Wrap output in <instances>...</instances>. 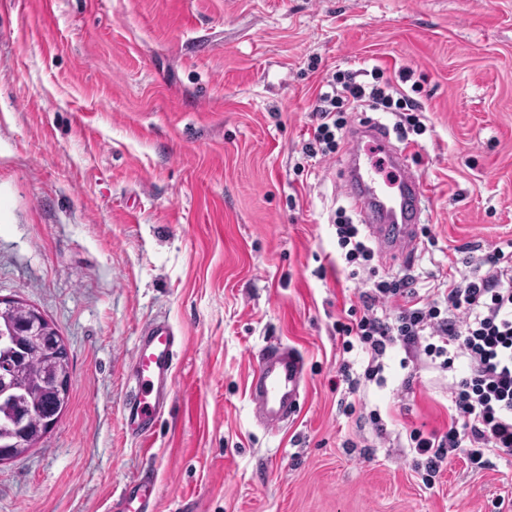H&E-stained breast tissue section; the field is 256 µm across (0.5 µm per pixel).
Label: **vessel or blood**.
<instances>
[{"instance_id":"vessel-or-blood-1","label":"vessel or blood","mask_w":512,"mask_h":512,"mask_svg":"<svg viewBox=\"0 0 512 512\" xmlns=\"http://www.w3.org/2000/svg\"><path fill=\"white\" fill-rule=\"evenodd\" d=\"M391 158L398 174L395 180L381 181L365 168L357 149H350L344 177L383 255L398 259L417 247L421 204L428 193L423 176L408 169L407 151H394ZM180 344L166 322L142 327L131 361L136 388L123 405L122 418L129 431L143 435L154 425L167 401ZM304 380L303 357L295 347L280 344L263 349L248 380L255 420L267 430H279L299 409ZM156 500L157 486L145 477L126 486L110 508L112 512H153Z\"/></svg>"}]
</instances>
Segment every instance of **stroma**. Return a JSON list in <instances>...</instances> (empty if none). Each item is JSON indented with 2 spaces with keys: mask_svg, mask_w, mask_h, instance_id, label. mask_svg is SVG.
I'll return each mask as SVG.
<instances>
[{
  "mask_svg": "<svg viewBox=\"0 0 512 512\" xmlns=\"http://www.w3.org/2000/svg\"><path fill=\"white\" fill-rule=\"evenodd\" d=\"M374 70L422 106L407 143L430 197L416 253L374 263L460 279L512 240V0H0V298L71 363L58 421L0 462V512H107L143 473L155 512H512V456L415 466L451 372L398 346L383 381L337 376L367 365L336 323L370 283L336 275L333 220L362 217L345 151L303 145L324 81ZM152 319L184 345L140 440L122 408ZM276 341L306 388L271 432L247 383ZM28 311L32 323V334H40L43 337H49L51 339V352L56 360L53 389L59 398L60 409H63L69 395L71 377L67 349L61 341L51 336L54 328L40 313L31 308H28Z\"/></svg>",
  "mask_w": 512,
  "mask_h": 512,
  "instance_id": "1",
  "label": "stroma"
}]
</instances>
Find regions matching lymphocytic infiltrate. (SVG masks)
<instances>
[{"label":"lymphocytic infiltrate","instance_id":"lymphocytic-infiltrate-1","mask_svg":"<svg viewBox=\"0 0 512 512\" xmlns=\"http://www.w3.org/2000/svg\"><path fill=\"white\" fill-rule=\"evenodd\" d=\"M366 102L391 108L390 85H364L351 76L327 81L303 146L307 157L336 153L349 110ZM336 238L351 277L364 273L374 280L359 295V317L336 324L345 351L358 347L367 353L366 377L379 376L388 349L399 344L422 350L442 369L459 363L465 370L451 387L447 430L409 434L410 447L424 457L428 473L437 474L461 450L479 470L489 467L491 457L511 456L512 240L487 247L474 270L452 281L437 300L419 292L413 274L377 279L374 249L342 212L336 216ZM392 302L397 310L390 318L383 310Z\"/></svg>","mask_w":512,"mask_h":512}]
</instances>
